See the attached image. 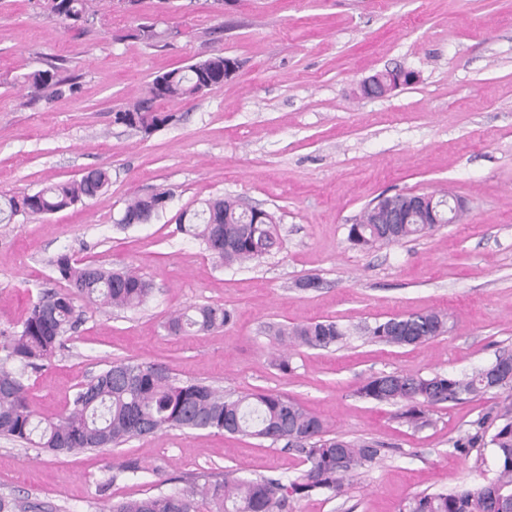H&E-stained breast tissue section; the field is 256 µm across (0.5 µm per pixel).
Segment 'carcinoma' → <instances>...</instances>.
<instances>
[{
  "label": "carcinoma",
  "instance_id": "obj_1",
  "mask_svg": "<svg viewBox=\"0 0 512 512\" xmlns=\"http://www.w3.org/2000/svg\"><path fill=\"white\" fill-rule=\"evenodd\" d=\"M101 0H42L41 8L63 24L75 28L94 21ZM133 37L155 46L170 32L153 24H141ZM59 67L49 65L26 77L30 92L50 96L62 92L66 80ZM221 54L156 76L145 95L131 107L115 113V122L150 136L176 122L173 112L159 109L162 101L191 99L209 86L224 84ZM109 174L94 168L87 176L52 183L33 194L9 196L0 203V223L9 224L18 214L39 217L63 211L77 203L93 201L109 186ZM171 197L161 190L130 200L117 220L148 213L158 216L159 202ZM380 204H370L359 221L350 225L347 239L355 247L397 245L420 237L434 228L417 214L405 216L403 224H386ZM274 217L267 211L250 209L233 197H216L192 212H183L174 232L201 240L206 250L226 265L260 260L277 244ZM58 279L66 283L61 292H48L34 302L21 329L0 343V435L11 437L54 453L110 448L131 438L156 436L170 429L223 432L248 436L271 444L285 443L304 455L306 468L293 479L244 478L232 473L222 480L206 474L191 479L189 487L139 499L117 501L103 512H290L295 501L312 494L338 496L345 482L372 466L381 449L369 441L328 437L325 421L299 401L270 391L236 397L200 382H174L156 365L131 361L114 362L76 392L71 405L55 421L46 423L27 400L24 369L45 362L55 353L62 336L80 320L75 301L117 310L133 311L143 306L153 288L144 275L132 269H112L95 262H78L61 252L49 260ZM233 311L222 304L204 305L193 313L170 317L164 329L171 336L202 334L230 324ZM278 343L294 341L309 348H328L345 336L333 320H322L291 328L269 327ZM363 331L370 339L391 346H410L433 340L448 331V315L442 312L392 316ZM494 365L504 370L497 388L512 386V354L503 353ZM489 370L479 368L469 375L435 374L423 377L407 373L381 374L368 378L358 393L398 408L397 417L420 428L428 424V412L448 401H459L490 392ZM499 424L490 437L478 431L465 445H490L495 450V478L481 486H459L451 490L419 494L401 512H512V398L505 400L497 415Z\"/></svg>",
  "mask_w": 512,
  "mask_h": 512
}]
</instances>
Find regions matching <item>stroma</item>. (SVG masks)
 <instances>
[{
	"label": "stroma",
	"mask_w": 512,
	"mask_h": 512,
	"mask_svg": "<svg viewBox=\"0 0 512 512\" xmlns=\"http://www.w3.org/2000/svg\"><path fill=\"white\" fill-rule=\"evenodd\" d=\"M142 23L178 34L149 47L130 36ZM219 53L235 73L163 103L178 124L145 138L114 123L156 75ZM51 64L69 90L30 98L26 76ZM396 68L414 71L415 83L360 95L363 80ZM99 166L111 183L97 202L0 224V330L20 328L44 292L63 289L49 264L60 252L134 269L154 286L134 311L86 308L52 361L27 370L40 418L56 419L112 363L159 364L180 382L288 395L330 435L382 443L341 495L300 500L294 512H400L415 495L494 478L492 448L459 442L493 432L512 390L444 403L415 429L357 389L378 374L462 375L512 351V0H103L84 32L64 30L37 0H0V194H32ZM159 186L173 193L163 214L118 226L130 197ZM442 191L463 201L461 223L389 247L348 242L378 197ZM217 195L273 213L277 247L226 267L175 233L182 212ZM308 277L318 287H302ZM203 304L233 309V323L168 335L169 316ZM431 310L448 311L454 326L418 346L360 332ZM327 319L349 337L326 349L291 345L290 372L274 366L268 324ZM111 458L138 459L142 471L111 478ZM302 467L294 450L221 432L169 429L59 456L0 436V495L49 512H99L109 500L183 488L197 473L291 477Z\"/></svg>",
	"instance_id": "obj_1"
}]
</instances>
